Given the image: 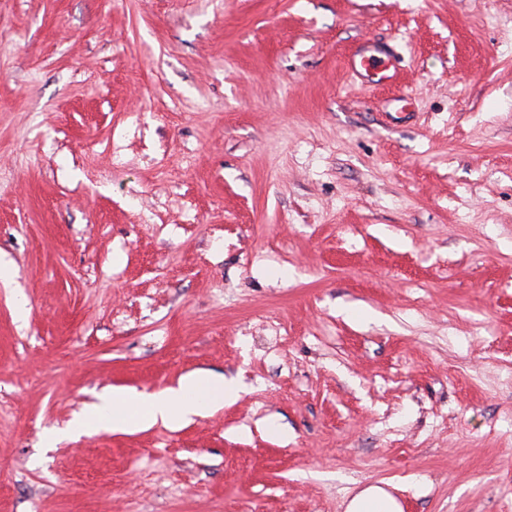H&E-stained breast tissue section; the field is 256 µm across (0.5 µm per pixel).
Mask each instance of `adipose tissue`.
<instances>
[{"instance_id": "obj_1", "label": "adipose tissue", "mask_w": 512, "mask_h": 512, "mask_svg": "<svg viewBox=\"0 0 512 512\" xmlns=\"http://www.w3.org/2000/svg\"><path fill=\"white\" fill-rule=\"evenodd\" d=\"M237 395L234 382L200 372L156 394L112 391L95 405L94 417L101 427L115 430L133 425L148 427L159 421L178 425L223 407Z\"/></svg>"}]
</instances>
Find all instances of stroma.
I'll return each mask as SVG.
<instances>
[{
    "mask_svg": "<svg viewBox=\"0 0 512 512\" xmlns=\"http://www.w3.org/2000/svg\"><path fill=\"white\" fill-rule=\"evenodd\" d=\"M0 257V512H512V0H0ZM392 59L390 48L365 46L351 57L349 66L352 72L363 81L388 84L394 78ZM238 387L233 381L200 372L183 378L177 388H167L157 394H141L113 390L94 406V418L103 427L125 430L131 425L149 427L157 421L178 425L205 416L224 402L235 399ZM141 407V414L133 421L132 408ZM346 512H404L402 503L378 485L369 486L354 495Z\"/></svg>",
    "mask_w": 512,
    "mask_h": 512,
    "instance_id": "obj_1",
    "label": "stroma"
}]
</instances>
